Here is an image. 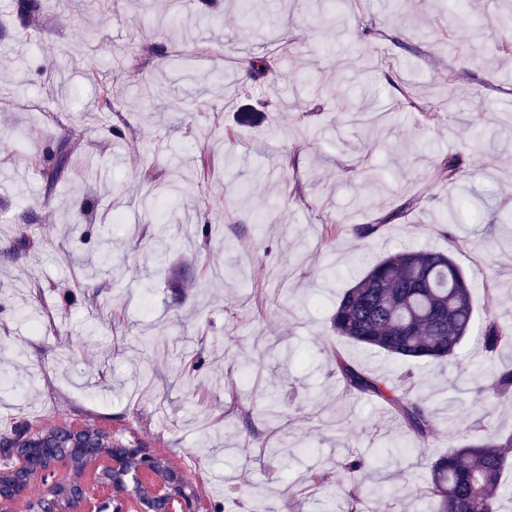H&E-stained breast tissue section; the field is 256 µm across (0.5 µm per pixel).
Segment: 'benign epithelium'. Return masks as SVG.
Returning <instances> with one entry per match:
<instances>
[{
  "mask_svg": "<svg viewBox=\"0 0 512 512\" xmlns=\"http://www.w3.org/2000/svg\"><path fill=\"white\" fill-rule=\"evenodd\" d=\"M57 432L68 436L71 447L25 437L12 445L16 461L0 471V512H15L14 504L31 500L33 512H128L130 503L135 512H192L193 501L178 491L186 478L156 458L100 442L89 427L59 426ZM47 478L40 497L33 498V481Z\"/></svg>",
  "mask_w": 512,
  "mask_h": 512,
  "instance_id": "7a95c632",
  "label": "benign epithelium"
}]
</instances>
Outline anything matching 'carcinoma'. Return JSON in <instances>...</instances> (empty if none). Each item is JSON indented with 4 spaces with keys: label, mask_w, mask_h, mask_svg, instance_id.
<instances>
[{
    "label": "carcinoma",
    "mask_w": 512,
    "mask_h": 512,
    "mask_svg": "<svg viewBox=\"0 0 512 512\" xmlns=\"http://www.w3.org/2000/svg\"><path fill=\"white\" fill-rule=\"evenodd\" d=\"M275 57L248 63L250 81L266 79L274 71ZM52 163L48 177L54 179L71 162V148L61 141L56 152L45 157ZM411 198L376 224H356L360 238L374 236L385 222L415 208ZM474 287L451 255L429 249H404L371 264L345 288L330 318L336 336L356 345L374 348L404 361L454 363L457 350L469 336L473 319ZM478 341L489 357L512 343V328L495 314L486 317ZM336 375L348 392L377 397L387 403L420 448L429 440L434 419L418 400L396 396L380 377L366 371L351 358L336 353ZM491 389L501 400L512 399V369L495 373ZM30 430L35 435L55 437L52 428L14 425L0 434V443ZM512 434L474 437L438 456L430 466L429 479L414 494L435 502L436 512H497L502 475L509 466ZM365 457L350 451L342 477L351 479L365 469Z\"/></svg>",
    "instance_id": "1"
}]
</instances>
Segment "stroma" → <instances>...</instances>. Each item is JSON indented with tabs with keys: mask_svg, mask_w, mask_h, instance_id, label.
<instances>
[{
	"mask_svg": "<svg viewBox=\"0 0 512 512\" xmlns=\"http://www.w3.org/2000/svg\"><path fill=\"white\" fill-rule=\"evenodd\" d=\"M14 4L0 0V421L107 431L167 459L202 512H343L352 449L369 459L359 512L379 492L428 512L411 487L466 435L512 346L489 358L471 336L457 364H406L337 338L330 316L369 262L414 247L473 279L475 325L512 326V223L497 219L512 0H253L249 22L240 0H46L25 22ZM282 40L261 87L279 107L244 122L246 65ZM102 84L118 111L100 109ZM404 87L460 101L426 120L398 108ZM62 138L72 162L51 185L34 159ZM176 179L205 189L175 198ZM382 216L368 239L323 231ZM338 351L389 380L414 372L435 415L424 449L385 402L345 392ZM273 392L280 427L245 421ZM315 468L334 479L307 498Z\"/></svg>",
	"mask_w": 512,
	"mask_h": 512,
	"instance_id": "stroma-1",
	"label": "stroma"
}]
</instances>
